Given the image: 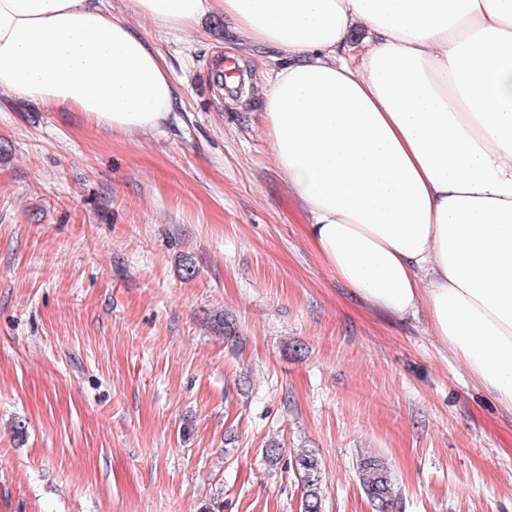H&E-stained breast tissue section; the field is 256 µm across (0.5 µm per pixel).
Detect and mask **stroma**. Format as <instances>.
Masks as SVG:
<instances>
[{
    "instance_id": "35a3bbf8",
    "label": "stroma",
    "mask_w": 512,
    "mask_h": 512,
    "mask_svg": "<svg viewBox=\"0 0 512 512\" xmlns=\"http://www.w3.org/2000/svg\"><path fill=\"white\" fill-rule=\"evenodd\" d=\"M130 23L177 86L158 130L0 99V512H299V448L325 512H373L366 452L397 512H512V413L323 264L228 22ZM360 484L376 512L393 511L399 494L395 491L391 473L382 459L361 454L357 462Z\"/></svg>"
}]
</instances>
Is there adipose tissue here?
<instances>
[{"mask_svg":"<svg viewBox=\"0 0 512 512\" xmlns=\"http://www.w3.org/2000/svg\"><path fill=\"white\" fill-rule=\"evenodd\" d=\"M132 15L275 50L266 134L322 261L385 318L427 309L512 411V0H0V95L160 127L176 89Z\"/></svg>","mask_w":512,"mask_h":512,"instance_id":"ef3b65f1","label":"adipose tissue"}]
</instances>
